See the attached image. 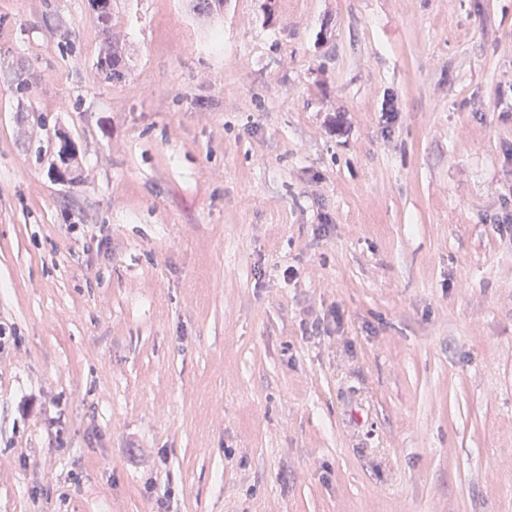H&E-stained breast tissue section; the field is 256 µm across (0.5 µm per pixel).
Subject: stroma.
<instances>
[{"mask_svg":"<svg viewBox=\"0 0 512 512\" xmlns=\"http://www.w3.org/2000/svg\"><path fill=\"white\" fill-rule=\"evenodd\" d=\"M0 330V512H512V0H0Z\"/></svg>","mask_w":512,"mask_h":512,"instance_id":"stroma-1","label":"stroma"}]
</instances>
